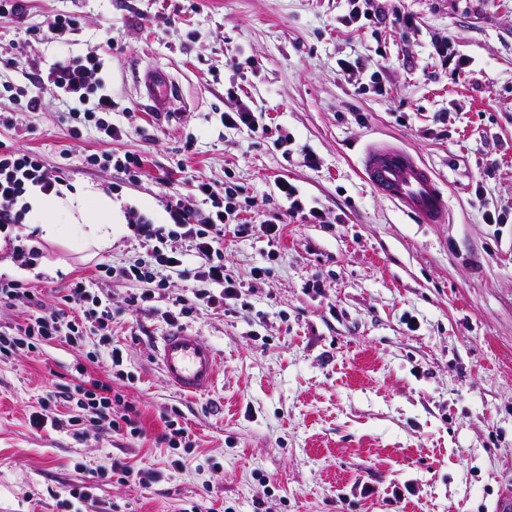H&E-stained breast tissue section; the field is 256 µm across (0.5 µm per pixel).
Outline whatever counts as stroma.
Instances as JSON below:
<instances>
[{"mask_svg":"<svg viewBox=\"0 0 512 512\" xmlns=\"http://www.w3.org/2000/svg\"><path fill=\"white\" fill-rule=\"evenodd\" d=\"M377 7L372 30L347 23L348 0H28L24 19L0 15V84L22 89L62 57L97 55L123 130L111 140L90 124L75 138L55 90L39 89L35 112L0 95L12 117L0 144L39 152L64 168L66 188L107 195L118 209L99 250L15 225L0 276L27 283L43 307L96 264L144 256L128 210L166 223L167 199L200 181L229 178L261 197L285 180L325 215L292 218L276 240L258 227L225 236L237 299L178 322L220 358L203 395L170 388L155 353L186 282L150 312L127 304L137 284L101 282L124 351L126 376L112 385L142 437L35 430L29 417L46 390L75 384L77 352L54 341L0 358V512H66L89 469L116 462L160 480L99 483L82 512H493L512 487V0ZM57 14L77 21L68 41L47 28ZM444 36L469 74L438 60L433 43ZM342 59L381 62L382 93L345 78ZM151 66L179 91L172 120L144 110L138 81ZM242 104L268 135L225 128L222 113ZM373 143L404 148L434 172L448 223H417L368 185L362 159ZM91 153L141 156L147 175L130 183L88 168ZM498 213L504 222L487 223ZM17 244L43 254L18 266ZM256 267L266 271L258 280ZM168 416L193 449L162 441Z\"/></svg>","mask_w":512,"mask_h":512,"instance_id":"stroma-1","label":"stroma"}]
</instances>
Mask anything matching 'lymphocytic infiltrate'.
I'll return each mask as SVG.
<instances>
[{"instance_id":"f902f5d3","label":"lymphocytic infiltrate","mask_w":512,"mask_h":512,"mask_svg":"<svg viewBox=\"0 0 512 512\" xmlns=\"http://www.w3.org/2000/svg\"><path fill=\"white\" fill-rule=\"evenodd\" d=\"M100 69L99 58L88 55L61 60L53 63L47 72L31 74L35 92L28 96L27 108L40 109L42 100L37 90L50 85L63 97L71 122H91L100 134L113 140L121 137V130L109 119L112 97L103 91L98 76ZM65 176L63 168L47 165L36 152L0 148V233L24 222L29 211L26 196L31 188H39L47 196L58 193ZM276 187L288 204L282 215H267L265 201L252 197L239 200L236 186L229 182L221 187L198 183L195 191L203 198L199 205L188 198L169 201L168 223L156 225L141 215H133L131 225L148 252L147 258L120 268L97 264L92 279H76L64 295L62 305L32 314L21 324H0V356L19 350L35 352L55 340L84 350V338L90 333L98 336L99 346L85 350L87 360L105 362L111 371L121 367L123 350L112 343V304L108 298L95 294L91 287L92 282L108 278L142 284V292L130 298L131 305L139 311L152 310L170 278L191 282L190 294L172 300L174 311L169 320L173 323L201 303L223 307L227 300L236 297L239 287L224 271L225 234L244 237L258 224L267 236L276 238L281 234L283 216L306 212L314 220L322 218L317 208H306L294 184L283 180ZM179 239L189 242L190 252L176 247ZM131 411V404L123 394L113 391L111 382L90 378L72 391L64 387L47 391L39 411L31 415L30 424L38 430L48 425L66 427L76 436L102 427L116 435H141Z\"/></svg>"}]
</instances>
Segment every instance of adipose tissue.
Segmentation results:
<instances>
[{
  "label": "adipose tissue",
  "instance_id": "1",
  "mask_svg": "<svg viewBox=\"0 0 512 512\" xmlns=\"http://www.w3.org/2000/svg\"><path fill=\"white\" fill-rule=\"evenodd\" d=\"M28 204L46 239L57 238L64 223L77 225L80 235L99 248L112 240L114 205L111 198L90 199L88 191L66 192L65 196L47 199L39 191H31Z\"/></svg>",
  "mask_w": 512,
  "mask_h": 512
}]
</instances>
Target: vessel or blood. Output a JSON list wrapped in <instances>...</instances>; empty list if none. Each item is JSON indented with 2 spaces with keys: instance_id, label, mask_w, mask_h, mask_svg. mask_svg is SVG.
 I'll list each match as a JSON object with an SVG mask.
<instances>
[{
  "instance_id": "b4317fda",
  "label": "vessel or blood",
  "mask_w": 512,
  "mask_h": 512,
  "mask_svg": "<svg viewBox=\"0 0 512 512\" xmlns=\"http://www.w3.org/2000/svg\"><path fill=\"white\" fill-rule=\"evenodd\" d=\"M146 107L152 112L170 111L177 90L168 73L149 68L144 78ZM362 174L380 195L396 203L422 224L448 220V203L433 172L407 150L390 145L368 148ZM157 356L165 381L184 394L210 392L216 383L218 356L202 339L176 328L162 336Z\"/></svg>"
}]
</instances>
